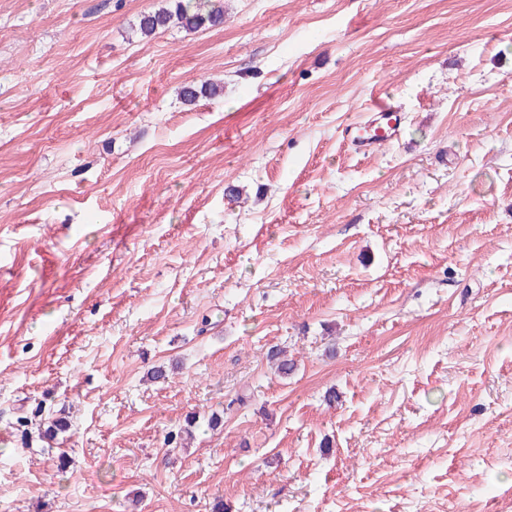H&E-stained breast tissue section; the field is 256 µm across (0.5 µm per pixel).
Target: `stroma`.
Listing matches in <instances>:
<instances>
[{"label": "stroma", "mask_w": 512, "mask_h": 512, "mask_svg": "<svg viewBox=\"0 0 512 512\" xmlns=\"http://www.w3.org/2000/svg\"><path fill=\"white\" fill-rule=\"evenodd\" d=\"M215 2L0 0V512H512V0ZM168 7L144 15L139 21V31L144 36L154 35L159 29L177 25L186 30L215 27L224 23L222 9L212 7L209 0H170ZM186 2V3H184ZM381 122L372 121L364 127L354 126L346 131L345 139L359 152H369L377 146L396 138L400 123L392 108L384 103L376 106Z\"/></svg>", "instance_id": "obj_1"}]
</instances>
